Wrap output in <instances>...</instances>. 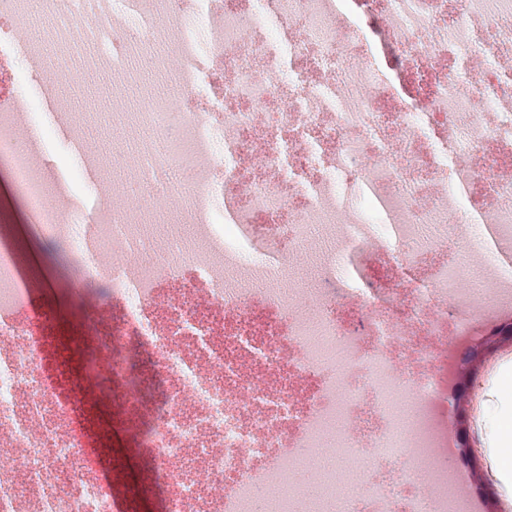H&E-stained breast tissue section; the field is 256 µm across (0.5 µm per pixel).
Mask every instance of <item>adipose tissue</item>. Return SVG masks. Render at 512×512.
I'll return each instance as SVG.
<instances>
[{
	"mask_svg": "<svg viewBox=\"0 0 512 512\" xmlns=\"http://www.w3.org/2000/svg\"><path fill=\"white\" fill-rule=\"evenodd\" d=\"M485 454L506 502L512 503V363H503L490 382L481 417Z\"/></svg>",
	"mask_w": 512,
	"mask_h": 512,
	"instance_id": "obj_1",
	"label": "adipose tissue"
}]
</instances>
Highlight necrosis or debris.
Here are the masks:
<instances>
[{
    "label": "necrosis or debris",
    "mask_w": 512,
    "mask_h": 512,
    "mask_svg": "<svg viewBox=\"0 0 512 512\" xmlns=\"http://www.w3.org/2000/svg\"><path fill=\"white\" fill-rule=\"evenodd\" d=\"M44 0L47 40H21L24 0H0V62L13 61L12 95L0 107L7 164L39 235L60 244L83 284L109 282L103 301L124 310L97 360L126 378L135 337L149 372L118 397L129 412L153 390L137 429L152 451L148 481L163 512H451L448 435L433 422L436 366L448 330L483 312L478 296L512 288L477 262L480 224L496 255H512V0ZM384 17L403 95L380 101L383 73L361 50ZM107 39L113 72L137 62L175 67L179 97H147L114 139L142 146L132 178L145 192L113 198L93 215L49 200L40 165L57 142L41 110L50 84L30 91L31 69L71 70V55ZM223 67L222 84L205 78ZM201 108L180 112L184 99ZM279 114L269 126V109ZM196 224L173 240L172 263L147 228ZM292 245L280 250L283 224ZM110 242L97 254L89 241ZM419 251L458 250L432 276L413 271ZM263 256L260 264L246 255ZM370 287L350 285V274ZM291 287H284V280ZM179 282L176 298L158 284ZM30 298L16 251L0 247V512H118L104 483L85 476L66 429L79 398L38 370L35 339L9 313ZM350 317L339 327L338 313ZM412 361L417 380L399 373ZM363 378L373 403L359 409ZM400 457L388 482L362 475L367 454ZM338 458L311 473L306 461ZM291 491L276 494V487Z\"/></svg>",
    "instance_id": "obj_1"
}]
</instances>
